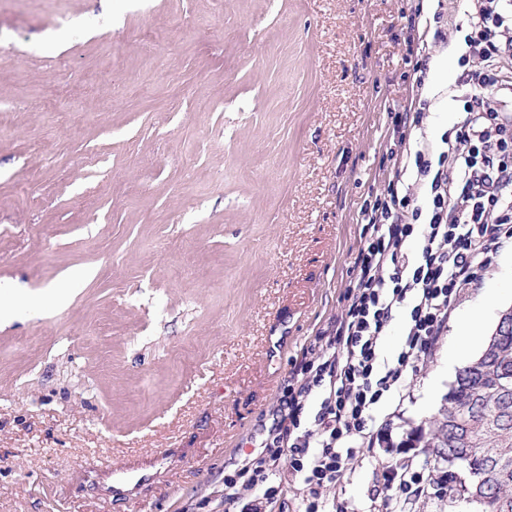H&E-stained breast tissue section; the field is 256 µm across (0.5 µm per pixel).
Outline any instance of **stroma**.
Here are the masks:
<instances>
[{"mask_svg":"<svg viewBox=\"0 0 512 512\" xmlns=\"http://www.w3.org/2000/svg\"><path fill=\"white\" fill-rule=\"evenodd\" d=\"M467 22L446 0H0V512H241L224 477L344 310L401 168L391 113L426 102L433 142L462 119ZM511 307L510 245L323 512H474L401 443ZM405 457L421 497L385 487ZM269 482L260 512H304L287 458Z\"/></svg>","mask_w":512,"mask_h":512,"instance_id":"stroma-1","label":"stroma"}]
</instances>
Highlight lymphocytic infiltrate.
<instances>
[{"label":"lymphocytic infiltrate","instance_id":"lymphocytic-infiltrate-1","mask_svg":"<svg viewBox=\"0 0 512 512\" xmlns=\"http://www.w3.org/2000/svg\"><path fill=\"white\" fill-rule=\"evenodd\" d=\"M467 13L464 119L435 144L409 138L427 118L423 109L395 114L409 180L389 181L365 207L354 281L326 349L280 399L262 456L225 477L226 502L246 491L273 499L269 465L284 455L308 489L306 512H320L321 488L354 449L374 444L376 407L401 396L409 370L432 355L453 302L512 242V0H467ZM400 312L405 338L388 357L382 343Z\"/></svg>","mask_w":512,"mask_h":512}]
</instances>
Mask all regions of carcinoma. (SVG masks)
I'll return each instance as SVG.
<instances>
[{"mask_svg":"<svg viewBox=\"0 0 512 512\" xmlns=\"http://www.w3.org/2000/svg\"><path fill=\"white\" fill-rule=\"evenodd\" d=\"M404 446L468 458L475 470L493 474V493L480 512H512V329L490 337L455 377L438 417Z\"/></svg>","mask_w":512,"mask_h":512,"instance_id":"cac0c4a2","label":"carcinoma"}]
</instances>
